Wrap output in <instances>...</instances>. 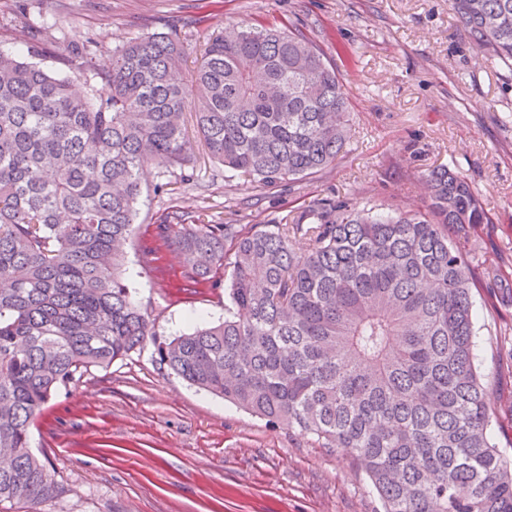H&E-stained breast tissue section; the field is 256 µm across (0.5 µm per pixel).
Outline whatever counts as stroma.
Here are the masks:
<instances>
[{
	"label": "stroma",
	"mask_w": 512,
	"mask_h": 512,
	"mask_svg": "<svg viewBox=\"0 0 512 512\" xmlns=\"http://www.w3.org/2000/svg\"><path fill=\"white\" fill-rule=\"evenodd\" d=\"M290 26L337 67L353 136L336 162L294 184L225 177L193 120L190 160L148 169L123 277L157 332L224 317L223 271L197 284L156 224L289 221L324 199L421 206L418 174L463 177L493 221L472 230L471 260L512 267V69L474 48L451 0H0V52L52 68L90 39L115 46L176 30L191 72L209 38L240 24ZM156 249L144 264L143 248ZM476 353L501 398L491 432L512 456V303L474 298ZM31 450L65 492L43 512H378L364 473L335 448L168 375L153 346L61 390L31 428Z\"/></svg>",
	"instance_id": "35a3bbf8"
}]
</instances>
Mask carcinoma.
<instances>
[{"label": "carcinoma", "mask_w": 512, "mask_h": 512, "mask_svg": "<svg viewBox=\"0 0 512 512\" xmlns=\"http://www.w3.org/2000/svg\"><path fill=\"white\" fill-rule=\"evenodd\" d=\"M484 56L512 66V0H453ZM58 54L75 91L0 53V512L65 493L30 451L49 400L152 343L171 374L341 450L382 512H512V458L493 442L474 292L509 277L467 258L492 218L468 183L426 169L425 205L325 199L285 224L156 225L191 277L222 267L224 320L157 337L120 276L142 173L183 165L185 114L231 176L263 187L336 161L351 137L336 69L291 30L242 26L205 45L192 82L180 40L134 39L97 67Z\"/></svg>", "instance_id": "cac0c4a2"}]
</instances>
